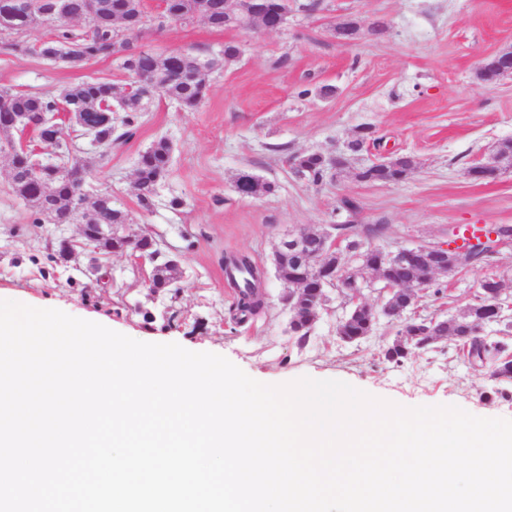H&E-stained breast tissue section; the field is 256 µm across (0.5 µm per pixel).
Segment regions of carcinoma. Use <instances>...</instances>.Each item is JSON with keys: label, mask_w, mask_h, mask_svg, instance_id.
Masks as SVG:
<instances>
[{"label": "carcinoma", "mask_w": 512, "mask_h": 512, "mask_svg": "<svg viewBox=\"0 0 512 512\" xmlns=\"http://www.w3.org/2000/svg\"><path fill=\"white\" fill-rule=\"evenodd\" d=\"M101 8L94 25L77 28L72 22L53 16V7L65 5L66 13L77 14L85 11L86 0H0V31L6 33L8 45L20 52L29 51L23 34L35 25L50 27V39L43 42L40 55L53 56L70 66H79L95 57L121 55L122 68L133 78V90L118 92L109 82L89 78L64 89L60 95H36L14 92L0 87V130H16L12 117L23 116L33 123L37 130V141L42 145H54L65 158L70 150L67 143L60 141L59 131L40 124L42 115L56 112L73 113L74 123L93 132L109 152L130 141L141 124L142 114L147 105L156 99L169 98L187 110L196 109L204 100L209 81V71L216 61H201L181 51L172 50L158 54L143 49L135 41L146 25V14L142 0H98ZM163 18L171 23L184 24L196 17H204L208 4H222L224 0H163ZM264 20L268 24L280 22L285 8L283 0H265ZM208 25L215 29L243 27L241 16L232 17L222 11L209 17ZM115 106L122 113L120 124L107 122L103 116V104ZM172 147L161 137L140 154L136 168L138 198L145 208L150 207L156 186L166 175L170 166ZM30 153H12V180L15 193L25 201L34 214L35 224L83 225V234L95 237L99 228L122 226L128 223L126 214L112 208L109 194L97 195L84 210L91 218L83 220L76 210L77 193L83 182V173L88 164L74 163L63 171L45 168L35 174L30 169ZM416 166L411 155L404 156L394 166L384 169L362 167L355 176L363 181L397 182L404 179ZM292 172L314 185L322 184L325 174L320 155L301 153L290 158ZM235 189L243 198H259L275 191L272 182L250 173H241ZM308 252L321 256L318 261L308 262L294 251L283 248L274 253V267L277 277L288 284L286 303L291 311L289 332L304 341L310 335L318 312L326 299L325 289L337 287L351 292L360 287V271L371 270L382 279L385 286L393 289L387 296L386 307L390 318L399 321L397 336L382 351L384 360L401 364L417 351L427 350L443 339L456 343L463 357L474 366L487 368L491 376L500 381L512 380V344L509 343V323L494 310L486 298L504 288L502 280L489 278L483 282L477 302L463 311L444 320L403 316L417 306L419 295L407 289L410 284L426 282L429 272L420 265L397 262L386 251H371L359 239L347 241L346 249L359 256L355 266V280H336V254L325 249V231H305ZM102 250L112 253L136 252L149 258L157 255L155 241L143 235L131 238L120 232L110 238L98 239ZM489 259L485 244L469 246L459 268L464 269L485 263ZM179 263L167 260L156 265L148 280V288L156 293L170 288L177 282ZM224 272L233 288L235 301L231 319L242 323L258 315L264 308L262 283L264 273L252 258L240 253L224 258ZM490 323H502L504 329L499 336L481 333ZM375 311L367 306L355 304L339 323L337 334L348 343L358 342L375 331Z\"/></svg>", "instance_id": "cac0c4a2"}]
</instances>
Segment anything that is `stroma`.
<instances>
[{
	"mask_svg": "<svg viewBox=\"0 0 512 512\" xmlns=\"http://www.w3.org/2000/svg\"><path fill=\"white\" fill-rule=\"evenodd\" d=\"M305 2L289 0L288 22L275 31H217L199 18L161 24V0H144L148 23L140 46L220 60L204 102L186 112L175 102L154 101L135 137L104 156L90 137H73L74 154L90 167L87 197L108 192L129 218L125 234H150L160 260H178L177 297L150 293L148 258L93 251L77 224L33 223L13 189L5 150L0 295L100 321L138 341L223 355L269 385L334 379L405 407L455 405L477 417L512 419V382L472 367L452 341L400 365L385 362L381 351L398 330L385 316L366 339L341 341L337 326L349 305L339 290H329L309 339L299 343L289 332L288 287L271 263L281 239L297 228L333 224L337 240L351 232L391 250L449 242L467 224H512V170L485 180L467 174L512 139V75L492 83L478 77L483 63L512 48V0H318L312 12ZM348 18L377 21L384 30L342 43L333 27ZM228 42L240 48L230 62L222 59ZM89 76L120 90L131 80L115 56L74 69L0 43V87L57 95ZM325 85L335 89L327 98L318 94ZM362 127L372 128L382 146L357 155L353 168L318 186L292 173L291 155L344 149ZM162 137L173 147L171 163L146 209L135 185L137 160ZM387 154L414 156L417 165L398 183L356 179V166ZM244 171L274 182L275 192L240 197L234 181ZM346 198L356 210L343 208ZM64 239L74 250L58 265L52 257ZM238 253L263 270L265 296L263 312L240 324L230 318L234 290L224 274L225 257ZM492 276L506 285L504 314L512 319V245L486 264L438 276L443 293L421 290L417 315L458 313Z\"/></svg>",
	"mask_w": 512,
	"mask_h": 512,
	"instance_id": "stroma-1",
	"label": "stroma"
}]
</instances>
